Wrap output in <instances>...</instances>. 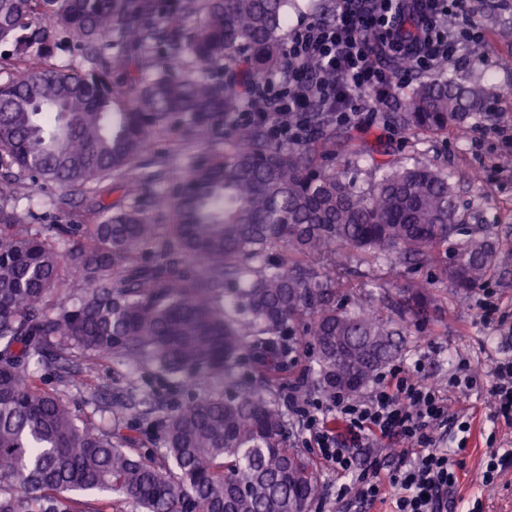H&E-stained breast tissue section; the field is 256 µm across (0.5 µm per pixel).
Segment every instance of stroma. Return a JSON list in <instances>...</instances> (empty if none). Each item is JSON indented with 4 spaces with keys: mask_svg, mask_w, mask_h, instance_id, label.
Wrapping results in <instances>:
<instances>
[{
    "mask_svg": "<svg viewBox=\"0 0 512 512\" xmlns=\"http://www.w3.org/2000/svg\"><path fill=\"white\" fill-rule=\"evenodd\" d=\"M463 13L478 22L485 49L480 57L464 55L449 63V73H466L497 85L500 95L490 105L495 119L475 126L466 139H459L455 129L434 134L402 131L386 125V113L396 111L410 95L413 86L396 83L388 101L378 111L369 113L362 127H344V137L335 147V163H344L355 145L384 141L390 159L407 163H426L451 172L464 224L481 218L489 225L500 245L501 265L498 273L474 290L465 304H457L449 286L439 288V309L425 320L410 322L397 305L396 289L415 278L412 270H402L396 277L394 293L381 297L371 295L369 288L343 291L336 299L347 310L376 308L405 325L397 365L406 366L425 357L431 380L449 387V415L465 414L469 429L449 424L442 443L453 452L452 459L462 474L453 499L455 507L481 500L482 512H512V465L501 474L493 487L483 486L478 478L488 452L493 448H512V425L491 416L490 386L497 363L512 358V168L499 164L502 156L512 153L503 142L499 128L512 125V40L501 39L497 31L512 27V0H464ZM189 137L183 127L171 125L154 133L139 161L140 167L162 165L164 173L188 169L189 154H202L207 141H199L187 149ZM56 188H46L33 209L43 224H90L94 218L85 194L71 193V205L58 212L52 201ZM292 341L295 348L287 354L279 377L284 386L299 379L311 378L317 368L316 350L308 325L297 326ZM467 360L480 378L468 390L450 388V381L460 374L459 360ZM292 445L301 449L314 463L318 494L308 512H338L336 494L342 483L335 471L317 460V451L304 447L301 439Z\"/></svg>",
    "mask_w": 512,
    "mask_h": 512,
    "instance_id": "stroma-1",
    "label": "stroma"
}]
</instances>
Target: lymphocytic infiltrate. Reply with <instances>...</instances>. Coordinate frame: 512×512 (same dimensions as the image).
I'll return each mask as SVG.
<instances>
[{
	"mask_svg": "<svg viewBox=\"0 0 512 512\" xmlns=\"http://www.w3.org/2000/svg\"><path fill=\"white\" fill-rule=\"evenodd\" d=\"M453 6V0H337L332 21L293 34L283 78L259 81L255 103L238 113L237 126H260L274 141L294 144L306 140L314 113L360 126L393 80L383 56L407 58L411 71L427 73L438 59L454 58L480 40L477 25L449 24ZM313 59L315 74L308 70ZM284 400L297 435L314 442L325 464L345 477L340 501H388L393 512H448L459 474L434 437L448 418V395L428 381L424 361L380 376L359 398H314L298 383ZM393 441L405 446L396 468L362 467L361 449Z\"/></svg>",
	"mask_w": 512,
	"mask_h": 512,
	"instance_id": "f902f5d3",
	"label": "lymphocytic infiltrate"
}]
</instances>
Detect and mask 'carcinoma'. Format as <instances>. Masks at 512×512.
<instances>
[{
	"mask_svg": "<svg viewBox=\"0 0 512 512\" xmlns=\"http://www.w3.org/2000/svg\"><path fill=\"white\" fill-rule=\"evenodd\" d=\"M287 2L182 0L175 21L162 0H0V45L11 46L0 53V512H103L90 498L107 494L140 512H305L315 474L288 447L276 377L293 325L310 320L314 385L355 396L395 357L399 331L333 305L352 263L368 266L363 287H386L385 269H433L399 292L417 318L437 309L436 285L464 302L496 273L499 246L480 229L440 260L462 223L445 171L377 161L360 185L323 162L336 135L317 119L318 136L300 144L261 127L221 142L224 115L283 63ZM63 48L79 63L52 65ZM447 69L391 123L463 138L488 120L497 86ZM173 123L220 139L175 193L152 174L98 188ZM42 186L87 189L99 221L32 227L18 201ZM146 195L173 210L169 233L141 209ZM70 241L77 279L60 261ZM247 354L266 379H233ZM98 359L125 388L90 398L93 422L80 424L70 391L81 362ZM148 373L201 387L225 378L230 394L169 409L143 388Z\"/></svg>",
	"mask_w": 512,
	"mask_h": 512,
	"instance_id": "cac0c4a2",
	"label": "carcinoma"
}]
</instances>
